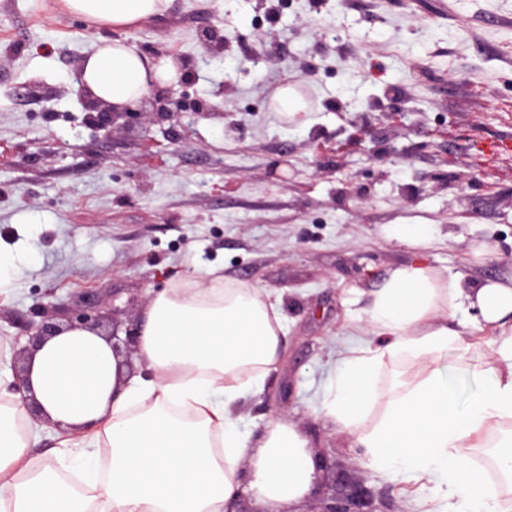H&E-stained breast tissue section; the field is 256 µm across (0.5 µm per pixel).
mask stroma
<instances>
[{
    "label": "stroma",
    "mask_w": 512,
    "mask_h": 512,
    "mask_svg": "<svg viewBox=\"0 0 512 512\" xmlns=\"http://www.w3.org/2000/svg\"><path fill=\"white\" fill-rule=\"evenodd\" d=\"M223 30V65L204 64L198 33ZM105 39L192 59L190 99L222 116L184 127L146 114L96 129L71 71ZM270 57L243 75L252 50ZM234 73L225 89L226 73ZM302 85L313 108L274 111ZM482 86L483 96L470 92ZM512 0H171L161 16L108 29L61 0H0V248L20 269L0 295V384L11 343L26 344L39 304L93 303L116 336L137 329L147 295L213 270L277 299L285 327L263 392L240 401L256 437L288 421L324 449L335 476L362 484L374 512H426L417 485L360 460L319 407L330 363L358 334L366 297L390 270L422 258L471 283L512 275ZM404 119L391 123L393 109ZM448 127L435 141L429 128ZM364 136L318 156L314 141ZM153 145L164 162L146 159ZM452 157V167L441 164ZM281 185L266 173L281 159ZM237 191L217 192L224 178ZM437 359L460 403L491 361L489 329Z\"/></svg>",
    "instance_id": "1"
}]
</instances>
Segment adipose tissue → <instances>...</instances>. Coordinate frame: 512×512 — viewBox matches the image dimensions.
I'll return each instance as SVG.
<instances>
[{"label":"adipose tissue","mask_w":512,"mask_h":512,"mask_svg":"<svg viewBox=\"0 0 512 512\" xmlns=\"http://www.w3.org/2000/svg\"><path fill=\"white\" fill-rule=\"evenodd\" d=\"M170 0H65L69 14L123 28L162 14ZM171 59L153 61L115 40L83 62V81L115 105L176 78ZM477 311L497 334L496 355L460 405L437 356L465 341L463 315ZM369 342L334 362L320 408L351 434L377 471L417 480L432 512H512V278L465 282L416 260L392 270L362 309ZM284 337L279 306L261 289L223 279L183 278L152 293L139 323L148 376L129 375L105 338L67 330L32 355L28 386L0 404V512H235L250 494L275 508L311 494L318 471L308 439L281 419L257 440L238 429L240 399L262 392ZM420 366L377 400L382 368ZM78 457L110 448L106 473L77 490L36 464L21 424L29 406ZM380 414H373V407ZM497 451L500 488L472 461Z\"/></svg>","instance_id":"ef3b65f1"}]
</instances>
